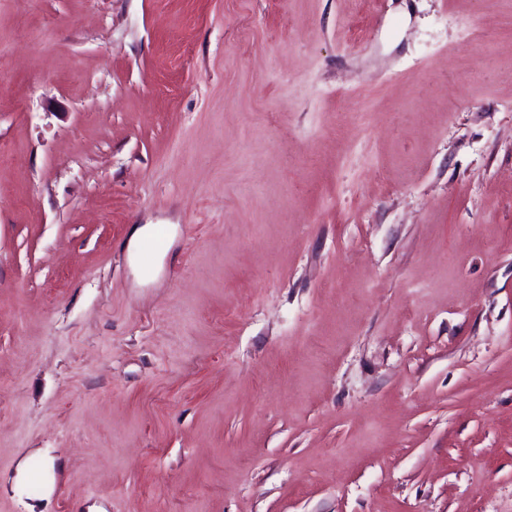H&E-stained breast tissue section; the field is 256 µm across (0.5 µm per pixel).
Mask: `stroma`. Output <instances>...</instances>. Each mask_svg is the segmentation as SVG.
Returning <instances> with one entry per match:
<instances>
[{
  "instance_id": "obj_1",
  "label": "stroma",
  "mask_w": 512,
  "mask_h": 512,
  "mask_svg": "<svg viewBox=\"0 0 512 512\" xmlns=\"http://www.w3.org/2000/svg\"><path fill=\"white\" fill-rule=\"evenodd\" d=\"M0 512H512V0H0Z\"/></svg>"
}]
</instances>
